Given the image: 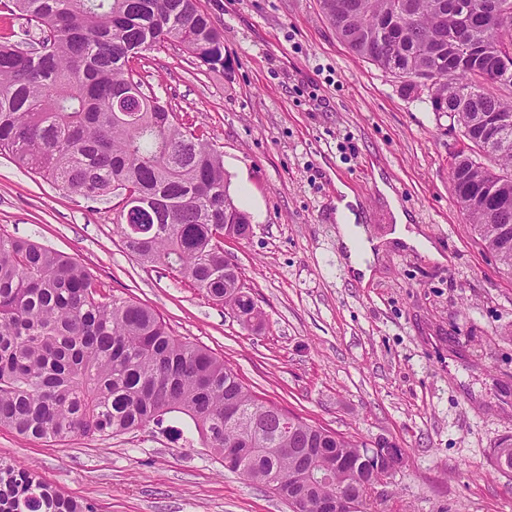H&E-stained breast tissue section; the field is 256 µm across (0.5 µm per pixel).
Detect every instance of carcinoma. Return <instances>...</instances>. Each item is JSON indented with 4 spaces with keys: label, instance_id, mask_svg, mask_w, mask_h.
Instances as JSON below:
<instances>
[{
    "label": "carcinoma",
    "instance_id": "carcinoma-1",
    "mask_svg": "<svg viewBox=\"0 0 512 512\" xmlns=\"http://www.w3.org/2000/svg\"><path fill=\"white\" fill-rule=\"evenodd\" d=\"M352 53L403 80L476 137L512 100L490 94L499 41L471 27L478 63L461 60L460 29L474 11L512 0H319ZM28 25L0 35V154L92 202L119 197L113 224L152 267L177 272L251 328L263 315L241 273H225L224 225L243 238L221 153L143 91L135 68L176 41L210 71H226L224 37L197 0H7ZM35 46L25 49L30 29ZM497 161L498 169L482 162ZM456 200L485 248L512 269V236L476 195L494 188L512 224V128L505 141L451 166ZM171 413L198 444L245 480L273 488L293 512H320L341 492L366 499L352 473L392 468L388 442L366 444L311 425L257 397L206 349L173 336L154 310L101 297L81 264L35 241L0 235V427L34 440L112 436ZM0 512H94L31 467L0 461Z\"/></svg>",
    "mask_w": 512,
    "mask_h": 512
}]
</instances>
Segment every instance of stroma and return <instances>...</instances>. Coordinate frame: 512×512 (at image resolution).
<instances>
[{"label": "stroma", "mask_w": 512, "mask_h": 512, "mask_svg": "<svg viewBox=\"0 0 512 512\" xmlns=\"http://www.w3.org/2000/svg\"><path fill=\"white\" fill-rule=\"evenodd\" d=\"M224 35L228 74L179 44L148 52L145 91L222 153L248 212L228 239L261 330L181 275L146 267L122 244L112 206L92 203L0 155V233L64 253L104 297L155 310L258 396L359 441L387 440L404 464L367 496L366 512H512V470L493 451L512 436V271L483 249L453 194L460 128L355 56L318 0H199ZM374 237L393 206L445 257L386 247L368 283L337 230L339 186ZM166 416L120 435L64 444L0 427V460L28 465L95 512H291Z\"/></svg>", "instance_id": "stroma-1"}]
</instances>
